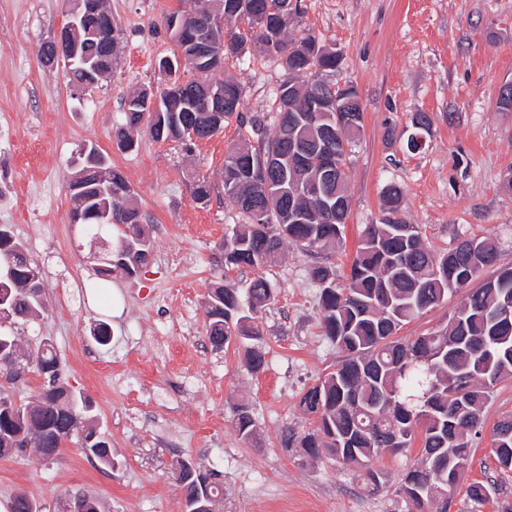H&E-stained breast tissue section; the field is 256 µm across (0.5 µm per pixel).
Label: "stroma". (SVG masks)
Instances as JSON below:
<instances>
[{"label":"stroma","mask_w":512,"mask_h":512,"mask_svg":"<svg viewBox=\"0 0 512 512\" xmlns=\"http://www.w3.org/2000/svg\"><path fill=\"white\" fill-rule=\"evenodd\" d=\"M296 2L292 36L309 33L341 52L332 81L358 90L363 128L346 164L343 244L321 255L291 244L254 270L224 264L225 234L246 221L224 193V158L241 139L273 137L278 88L288 77L280 60L250 44L225 58L222 76L242 87L243 101L221 133L187 146L144 131L125 152L112 130L131 94L163 84L158 63L174 45L161 21L183 0H106L116 57L87 95L63 65L40 59L42 44L69 19L67 0H0V225L25 245L45 284L44 311L15 334L30 355L40 341L53 344L70 388L91 400L114 462L103 468L72 442L50 460L32 448L0 458L1 505L23 495L41 512H67L86 495L100 512H184L173 469L189 458L213 473L216 512H403L397 486L418 448L382 454L385 477L375 490L338 462L308 460L282 442L284 431L309 428L298 401L343 358L321 334L319 286L309 271L327 265L345 285L359 236L379 223L391 183L404 191V219L436 253L489 237L499 266L512 267V193L501 187L512 170V112L498 107L501 86L512 83V0ZM416 112L432 124L425 148L413 154L398 134ZM90 144L125 174L152 242L138 278L112 276L123 301L115 318L107 290L97 304L87 301L90 242L71 221L68 184ZM199 175L212 187L204 204L193 200ZM260 276L275 298L256 321L267 365L255 373L236 346L212 348L205 299L210 288L244 289ZM101 323L111 331L105 346L91 334ZM240 402L257 421L248 441L232 423ZM510 413L512 378L494 388L448 512H472L465 494L472 481L495 483L482 512L512 500V472L497 471L491 454L493 425Z\"/></svg>","instance_id":"35a3bbf8"}]
</instances>
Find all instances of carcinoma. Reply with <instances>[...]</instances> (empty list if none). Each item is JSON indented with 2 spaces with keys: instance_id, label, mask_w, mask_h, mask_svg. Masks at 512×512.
Instances as JSON below:
<instances>
[{
  "instance_id": "1",
  "label": "carcinoma",
  "mask_w": 512,
  "mask_h": 512,
  "mask_svg": "<svg viewBox=\"0 0 512 512\" xmlns=\"http://www.w3.org/2000/svg\"><path fill=\"white\" fill-rule=\"evenodd\" d=\"M241 22L247 32L218 29L205 35L224 42L225 55L238 53L245 41L266 54L282 55L293 84L292 97L278 95L276 132L258 145L246 142L233 148L224 159V194L246 215L248 222L234 227L224 238V263L228 267L263 268L286 245L294 243L308 252H334L344 237L348 211L328 212L310 195L309 186L320 180L312 159L296 165L280 161L266 175L250 174L251 160L260 155L286 156L306 146L321 134L324 123L305 111L309 82L314 69L330 74L341 65L342 57L322 53L316 38L303 33L288 37L299 15L294 9L284 21L275 23L265 15L268 0H245ZM116 42L83 37L75 63L68 66L70 82L85 89L91 79L92 63L113 58ZM200 75L189 80L178 97L162 104L161 114L151 116L131 106L126 121L116 127L113 141L125 151L136 147L134 131L144 125L156 140L194 142L184 139L180 129L188 126L204 140L218 134L203 119L196 104L202 86L214 81L215 73L198 67ZM224 119L238 112L243 91L235 82L221 80ZM84 173L85 208L107 203L122 214L123 225L132 235L126 237L127 250L145 258L151 251L148 231L141 224L142 214L134 204V192L122 172L105 163L101 154L79 158ZM106 182L112 195L98 197L97 186ZM383 198L389 217L366 226L361 244L352 261L345 287L336 285L334 272L315 265L310 275L319 284L320 324L323 335L345 353L336 368L310 386L299 399V406L310 416L311 427L301 434L285 437L288 445L303 450L312 459L324 453L351 469L354 475L378 488L380 472L373 468L382 451L397 454L419 442L421 461L406 471L398 494L406 512H448V492L462 480L469 465L470 448L483 431L482 411L492 396V388L512 377V268L500 267L494 276L466 292L460 308L440 331L405 341L397 336L404 325L460 290L458 281L468 282L498 261L494 243L488 238H467L445 254H435L424 242L419 225L391 216L402 212L403 191L396 184L386 187ZM12 242L0 249V265L15 260L16 279L22 289L12 292L0 304V356L19 351L15 324L36 316L44 307L43 278L23 288L29 273L40 272L25 247L5 226H0V242ZM125 252L113 263L94 269L101 279L112 277L118 267L132 277L139 268L124 262ZM274 300L273 286L258 279L249 288L237 291L218 286L208 294L207 336L216 348L238 340L244 343L245 357L255 372L266 361L254 341L259 330L255 315ZM37 372L47 378L38 399L18 404L0 390V457H11L34 448L45 459L56 456L74 438H82L84 454L104 468H112V448L97 431L91 402L69 388L62 377L60 360L51 343L42 341L35 355ZM235 431L244 440L256 432V421L245 404L234 409ZM492 452L497 468L512 471V414L498 419L493 428ZM175 477L184 504L198 497L219 494L210 474L190 460H179ZM490 487L481 481L467 486V496L477 507L488 500Z\"/></svg>"
}]
</instances>
